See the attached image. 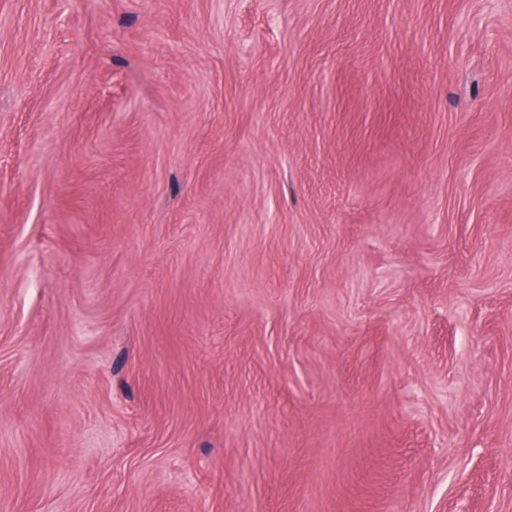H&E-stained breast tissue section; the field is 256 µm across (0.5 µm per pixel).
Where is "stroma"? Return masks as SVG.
Instances as JSON below:
<instances>
[{
  "label": "stroma",
  "instance_id": "stroma-1",
  "mask_svg": "<svg viewBox=\"0 0 512 512\" xmlns=\"http://www.w3.org/2000/svg\"><path fill=\"white\" fill-rule=\"evenodd\" d=\"M0 512H512V0H0Z\"/></svg>",
  "mask_w": 512,
  "mask_h": 512
}]
</instances>
